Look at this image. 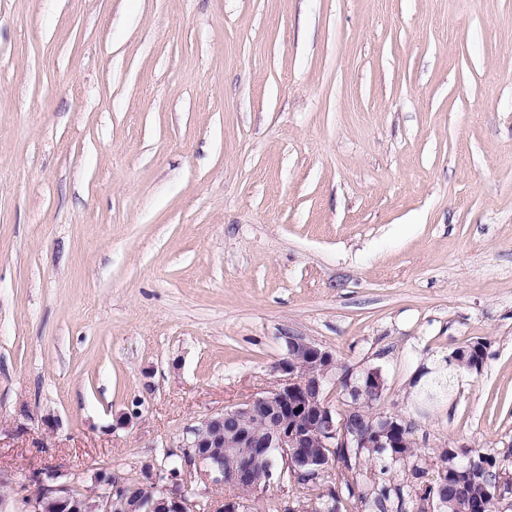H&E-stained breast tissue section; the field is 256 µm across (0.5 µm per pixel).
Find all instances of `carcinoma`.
<instances>
[{
	"instance_id": "carcinoma-1",
	"label": "carcinoma",
	"mask_w": 512,
	"mask_h": 512,
	"mask_svg": "<svg viewBox=\"0 0 512 512\" xmlns=\"http://www.w3.org/2000/svg\"><path fill=\"white\" fill-rule=\"evenodd\" d=\"M484 348L472 342L453 352V363L460 369L484 364ZM457 452L472 460L469 470L458 474L448 472V449L435 453L437 467L429 469L415 463L414 441L411 433L404 434L398 448H338L327 469L315 475L303 472L296 477L286 476V484H295L303 492L293 495L296 504L316 502L322 512H341L344 501L352 502L359 512H405V497L415 493L420 505L417 512H437V503L448 498L446 512H454L453 499L461 496L467 512H500L498 499L493 495L495 462L471 448ZM386 462L403 469L406 480L400 483L376 484L362 471L364 459ZM128 493L137 498L155 496L152 481L146 470L141 477L124 483Z\"/></svg>"
}]
</instances>
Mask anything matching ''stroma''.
<instances>
[{"mask_svg":"<svg viewBox=\"0 0 512 512\" xmlns=\"http://www.w3.org/2000/svg\"><path fill=\"white\" fill-rule=\"evenodd\" d=\"M291 335L512 476V0H0V512ZM484 348L479 341L472 342L465 347L458 348L453 352V363L459 368L470 370L472 366L484 365Z\"/></svg>","mask_w":512,"mask_h":512,"instance_id":"1","label":"stroma"}]
</instances>
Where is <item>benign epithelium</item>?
Listing matches in <instances>:
<instances>
[{"label":"benign epithelium","instance_id":"7a95c632","mask_svg":"<svg viewBox=\"0 0 512 512\" xmlns=\"http://www.w3.org/2000/svg\"><path fill=\"white\" fill-rule=\"evenodd\" d=\"M291 357L279 366L282 378L259 396H252L200 421L183 437L179 451H170L181 468L168 469L157 462L152 482L159 498L149 502L119 495L112 481L95 479L94 489H83L77 479L63 471L61 477L41 479L34 494L26 496L25 512H45L46 504L60 512H84L87 499H94L93 512H198L199 499L211 490L244 484L246 472L238 467L243 458H264L283 467L269 470L267 482L254 488L263 497L276 485L284 488L286 470L313 469L321 458L308 448H378L391 442L393 429H404L410 422L390 419L383 413L359 410V401L370 391V384L383 388L376 369L356 373L346 367L336 376V358L302 336L286 340ZM346 384L342 413H336L326 390L336 381ZM263 407L265 431L258 433L243 424L247 416ZM237 498L210 501L208 512H241Z\"/></svg>","mask_w":512,"mask_h":512}]
</instances>
